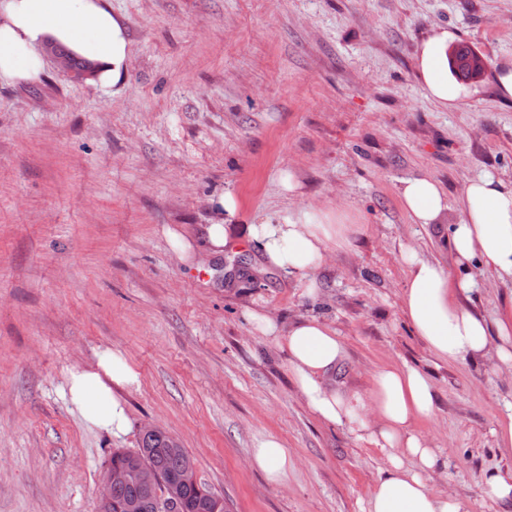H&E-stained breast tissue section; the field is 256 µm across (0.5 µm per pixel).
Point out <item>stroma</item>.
Segmentation results:
<instances>
[{
	"label": "stroma",
	"instance_id": "obj_1",
	"mask_svg": "<svg viewBox=\"0 0 512 512\" xmlns=\"http://www.w3.org/2000/svg\"><path fill=\"white\" fill-rule=\"evenodd\" d=\"M132 47L114 93L48 58L35 81L0 84V512H97L113 450L145 428L175 438L229 512H360L383 452L319 421L286 356L249 318L316 315L340 336L337 385L368 392L380 367L408 363L433 379L420 431L446 467L431 482L469 512L483 472L512 466L496 420L512 374L484 358L437 359L402 309L405 256L453 268L449 229L467 181L512 182V99L495 75L512 58V0H108ZM487 61L455 110L417 78L434 28ZM292 175L294 191L282 183ZM448 197L442 223L416 224L404 180ZM232 193L239 221L272 211H342L362 230L328 253L314 294L237 236L204 248L214 202ZM193 243L186 260L168 233ZM466 305L488 323L512 311V282L483 266ZM137 366L131 431L88 427L65 397L69 370L104 349ZM273 434L291 448L284 485L249 456Z\"/></svg>",
	"mask_w": 512,
	"mask_h": 512
}]
</instances>
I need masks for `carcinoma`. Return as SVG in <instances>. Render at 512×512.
I'll use <instances>...</instances> for the list:
<instances>
[{"instance_id": "obj_1", "label": "carcinoma", "mask_w": 512, "mask_h": 512, "mask_svg": "<svg viewBox=\"0 0 512 512\" xmlns=\"http://www.w3.org/2000/svg\"><path fill=\"white\" fill-rule=\"evenodd\" d=\"M449 64L460 76L471 80L481 79L486 71L483 58L468 46L456 48L450 55ZM146 454L152 458L164 482L179 483L178 496L165 503L155 489L149 490L135 483L114 484L111 503L97 505V512H126L125 505L129 501L138 502V512H226L222 494L200 481L182 480L187 451L161 429L147 430L142 446L134 451L112 452L107 469L131 468Z\"/></svg>"}]
</instances>
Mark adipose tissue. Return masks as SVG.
Returning <instances> with one entry per match:
<instances>
[{
    "label": "adipose tissue",
    "mask_w": 512,
    "mask_h": 512,
    "mask_svg": "<svg viewBox=\"0 0 512 512\" xmlns=\"http://www.w3.org/2000/svg\"><path fill=\"white\" fill-rule=\"evenodd\" d=\"M453 38L448 30H433L417 53L425 96L444 110L459 108L468 95L448 74ZM53 47L86 60L90 81L101 91L114 88L127 72L126 25L107 0H0V82L37 80ZM400 195L413 223H439L448 211V198L434 180H405ZM460 212L448 238L456 264L478 261L512 282V185L488 175L469 180ZM350 232L343 217L296 209L248 224L246 238L257 244L264 264L308 285L327 253L348 245ZM406 263L403 312L429 350L447 362L493 356L512 371V315L489 326L461 302L476 289L473 278L452 276L440 263L413 253ZM249 318L285 353L292 380L317 419L384 451L386 464L361 512H467L454 493L429 484L442 465V451L418 429L435 408L427 373L406 364L385 366L374 372L369 393L347 392L332 382L345 350L327 321L306 316L283 329L265 314L253 312ZM140 385L129 358L106 349L95 365L69 371L66 396L87 425L118 437L131 429L125 395ZM249 463L279 485L294 460L270 435L254 448Z\"/></svg>",
    "instance_id": "1"
}]
</instances>
